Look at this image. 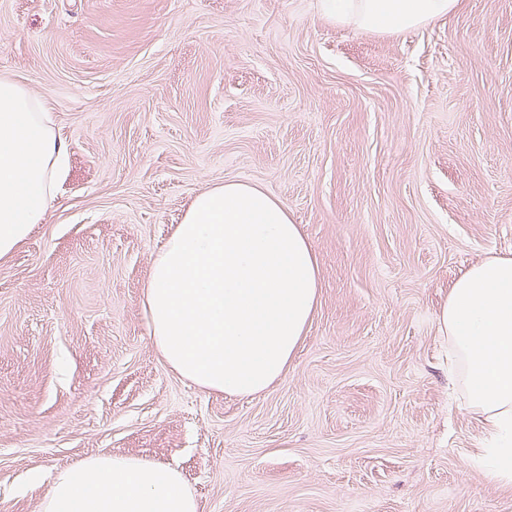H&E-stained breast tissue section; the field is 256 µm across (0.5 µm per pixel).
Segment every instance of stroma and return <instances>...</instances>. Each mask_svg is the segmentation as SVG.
Wrapping results in <instances>:
<instances>
[{"label":"stroma","mask_w":512,"mask_h":512,"mask_svg":"<svg viewBox=\"0 0 512 512\" xmlns=\"http://www.w3.org/2000/svg\"><path fill=\"white\" fill-rule=\"evenodd\" d=\"M0 76L66 166L0 258V512L101 453L177 469L204 512H512L448 376L437 314L512 255V0L395 34L318 0H0ZM262 189L300 224L319 303L287 374L206 392L143 294L190 203Z\"/></svg>","instance_id":"1"}]
</instances>
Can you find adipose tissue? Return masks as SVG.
<instances>
[{"label": "adipose tissue", "mask_w": 512, "mask_h": 512, "mask_svg": "<svg viewBox=\"0 0 512 512\" xmlns=\"http://www.w3.org/2000/svg\"><path fill=\"white\" fill-rule=\"evenodd\" d=\"M461 0H322L323 14L399 33L458 10ZM42 104L0 78V257L42 223L62 150ZM315 253L287 208L229 182L197 196L156 256L144 293L164 361L204 390L250 396L285 376L316 310ZM471 408L499 438L486 477L512 480V256L471 266L437 315ZM43 512H203L181 474L134 456L99 454L50 478Z\"/></svg>", "instance_id": "ef3b65f1"}]
</instances>
